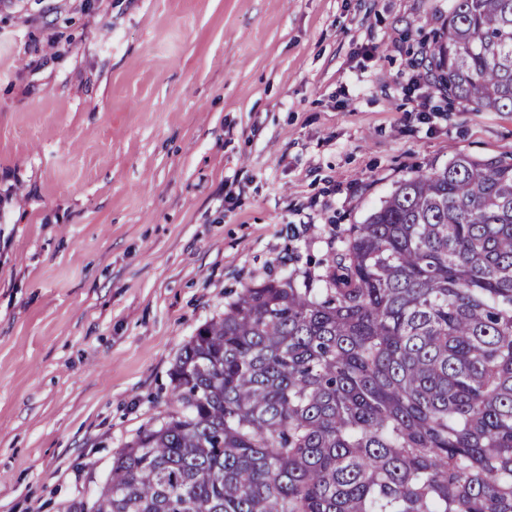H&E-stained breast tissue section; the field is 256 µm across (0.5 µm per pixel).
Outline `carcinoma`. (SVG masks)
I'll list each match as a JSON object with an SVG mask.
<instances>
[{"label": "carcinoma", "mask_w": 512, "mask_h": 512, "mask_svg": "<svg viewBox=\"0 0 512 512\" xmlns=\"http://www.w3.org/2000/svg\"><path fill=\"white\" fill-rule=\"evenodd\" d=\"M430 86L512 112V0H450ZM70 512H512V160L414 175L319 286L250 284Z\"/></svg>", "instance_id": "1"}]
</instances>
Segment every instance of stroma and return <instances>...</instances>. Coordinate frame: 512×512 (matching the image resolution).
<instances>
[{"mask_svg": "<svg viewBox=\"0 0 512 512\" xmlns=\"http://www.w3.org/2000/svg\"><path fill=\"white\" fill-rule=\"evenodd\" d=\"M448 0H0V512H67L243 285L321 273L405 178L512 156L443 111Z\"/></svg>", "mask_w": 512, "mask_h": 512, "instance_id": "stroma-1", "label": "stroma"}]
</instances>
